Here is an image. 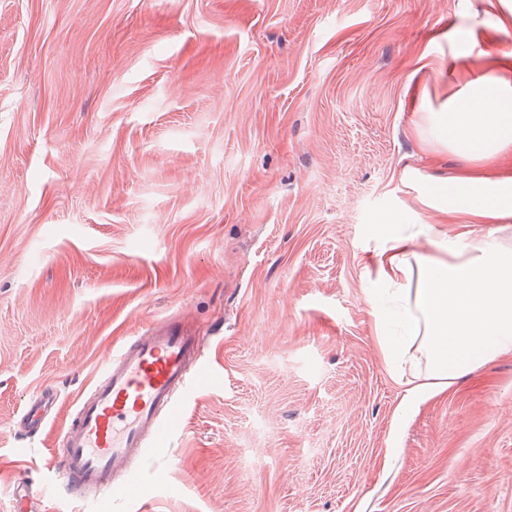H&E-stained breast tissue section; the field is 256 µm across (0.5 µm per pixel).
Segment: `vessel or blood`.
Listing matches in <instances>:
<instances>
[{
  "instance_id": "b4317fda",
  "label": "vessel or blood",
  "mask_w": 512,
  "mask_h": 512,
  "mask_svg": "<svg viewBox=\"0 0 512 512\" xmlns=\"http://www.w3.org/2000/svg\"><path fill=\"white\" fill-rule=\"evenodd\" d=\"M199 344L191 328L161 322L113 353L92 393L77 397L62 438L66 486L82 495L130 487L132 467L145 449L163 451L181 425L174 395L200 378Z\"/></svg>"
}]
</instances>
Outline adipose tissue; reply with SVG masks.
Here are the masks:
<instances>
[{
	"label": "adipose tissue",
	"mask_w": 512,
	"mask_h": 512,
	"mask_svg": "<svg viewBox=\"0 0 512 512\" xmlns=\"http://www.w3.org/2000/svg\"><path fill=\"white\" fill-rule=\"evenodd\" d=\"M501 59L468 70L447 111L426 115L430 139L462 160L489 158L512 148V81ZM427 204L440 222L467 230L435 237L436 255L417 250L390 215L376 222L384 240L376 254L377 282L391 290V306L372 305L376 325L397 323L400 336H382L392 377L401 387L399 414L451 390L459 379L512 354V251L472 224L512 222V176L474 175L432 182Z\"/></svg>",
	"instance_id": "ef3b65f1"
}]
</instances>
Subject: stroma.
<instances>
[{
  "mask_svg": "<svg viewBox=\"0 0 512 512\" xmlns=\"http://www.w3.org/2000/svg\"><path fill=\"white\" fill-rule=\"evenodd\" d=\"M487 0H0V512H512V355L396 428L375 217L435 178L428 109L512 53ZM204 336L169 452L77 497L50 459L122 343ZM40 429L19 421L43 385Z\"/></svg>",
  "mask_w": 512,
  "mask_h": 512,
  "instance_id": "1",
  "label": "stroma"
}]
</instances>
